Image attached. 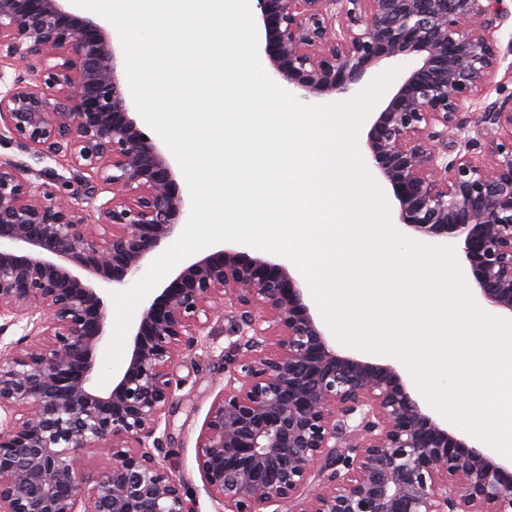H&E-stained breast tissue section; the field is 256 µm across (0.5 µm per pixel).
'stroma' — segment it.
<instances>
[{"label":"stroma","mask_w":512,"mask_h":512,"mask_svg":"<svg viewBox=\"0 0 512 512\" xmlns=\"http://www.w3.org/2000/svg\"><path fill=\"white\" fill-rule=\"evenodd\" d=\"M494 38L500 48V64L494 79L484 87L471 109L475 116L488 104L512 95V19L495 32ZM0 158L27 165L26 177L33 182H46L52 173L56 176L55 189L67 195L81 190L79 184L72 182L64 162L39 158L34 150L12 140L0 141ZM231 325L229 313L215 314L208 336L202 337L194 349L184 352L171 367L169 378L175 394L159 427L164 439V464L196 499L199 512H218L217 503L203 489L197 465V441L214 401L228 382L224 357L234 341Z\"/></svg>","instance_id":"obj_1"}]
</instances>
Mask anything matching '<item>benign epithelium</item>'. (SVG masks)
Masks as SVG:
<instances>
[{"label": "benign epithelium", "mask_w": 512, "mask_h": 512, "mask_svg": "<svg viewBox=\"0 0 512 512\" xmlns=\"http://www.w3.org/2000/svg\"><path fill=\"white\" fill-rule=\"evenodd\" d=\"M65 2L0 0V136L66 158L83 188L66 196L0 161V316L32 324L0 355V512H196L156 432L174 398L169 368L221 309L240 340L197 464L224 512H512V463L430 416L394 366L337 352L275 258L222 245L186 260L143 305L112 391L93 389L108 290L173 241L189 201L130 117L119 48ZM507 2L256 0L255 24L274 75L309 103L425 54L373 113L368 163L397 223L458 242L469 286L512 316V96L484 108L477 137L467 120L498 68ZM482 135L486 158L473 154ZM83 450L112 464L90 479Z\"/></svg>", "instance_id": "obj_1"}]
</instances>
